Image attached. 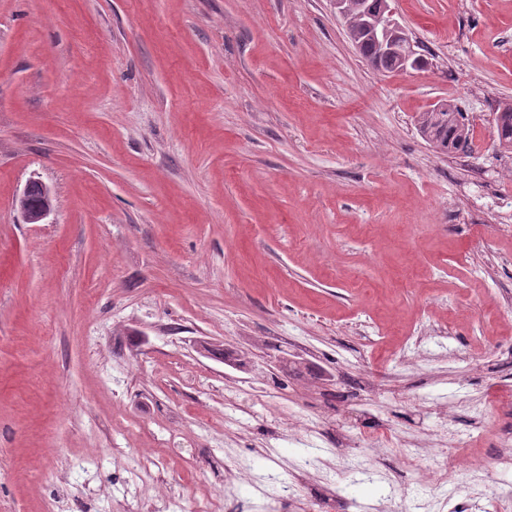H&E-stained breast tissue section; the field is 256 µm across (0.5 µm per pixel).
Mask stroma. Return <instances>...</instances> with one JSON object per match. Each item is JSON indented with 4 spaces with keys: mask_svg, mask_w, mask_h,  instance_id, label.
<instances>
[{
    "mask_svg": "<svg viewBox=\"0 0 512 512\" xmlns=\"http://www.w3.org/2000/svg\"><path fill=\"white\" fill-rule=\"evenodd\" d=\"M395 7L427 64L381 74L329 0H0V512H296L329 478L475 512L404 445L443 460L512 386V0ZM444 99L467 151L418 131ZM34 191H38L43 198V203L37 207H32L30 205V198ZM15 206L22 214L26 223L40 224L51 214L53 210V195L50 188L42 182L30 180L15 199Z\"/></svg>",
    "mask_w": 512,
    "mask_h": 512,
    "instance_id": "obj_1",
    "label": "stroma"
}]
</instances>
